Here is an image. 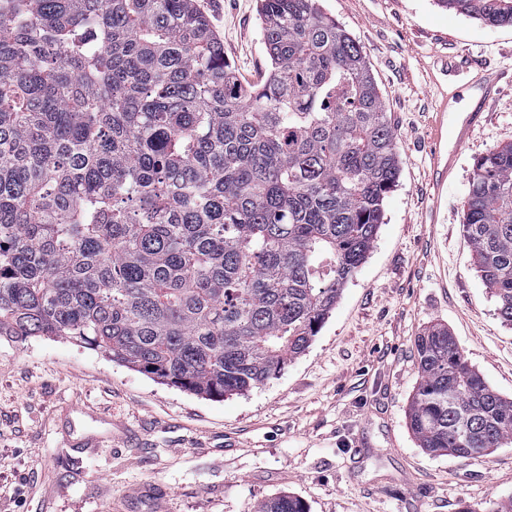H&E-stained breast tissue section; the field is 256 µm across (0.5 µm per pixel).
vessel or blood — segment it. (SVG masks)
<instances>
[{
	"label": "vessel or blood",
	"mask_w": 512,
	"mask_h": 512,
	"mask_svg": "<svg viewBox=\"0 0 512 512\" xmlns=\"http://www.w3.org/2000/svg\"><path fill=\"white\" fill-rule=\"evenodd\" d=\"M444 72L448 77L446 89L429 137L432 158L429 183L436 189L447 185L458 153L483 120L495 87L502 78L501 72L467 55L446 61ZM464 95L470 100L468 111L453 112V104Z\"/></svg>",
	"instance_id": "vessel-or-blood-1"
}]
</instances>
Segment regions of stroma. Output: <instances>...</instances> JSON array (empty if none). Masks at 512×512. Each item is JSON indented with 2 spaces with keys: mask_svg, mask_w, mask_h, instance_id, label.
Instances as JSON below:
<instances>
[{
  "mask_svg": "<svg viewBox=\"0 0 512 512\" xmlns=\"http://www.w3.org/2000/svg\"><path fill=\"white\" fill-rule=\"evenodd\" d=\"M242 83L267 75L257 0H197ZM359 44L398 137L400 177L374 246L309 348L243 394L201 397L45 336H0V512H253L286 492L309 512H490L512 497V446L420 448L407 420L415 340L448 328L468 365L512 398V324L463 231L475 161L512 142V26L438 0H319ZM504 78L429 205L427 138L441 56Z\"/></svg>",
  "mask_w": 512,
  "mask_h": 512,
  "instance_id": "1",
  "label": "stroma"
}]
</instances>
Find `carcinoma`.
<instances>
[{
  "label": "carcinoma",
  "instance_id": "cac0c4a2",
  "mask_svg": "<svg viewBox=\"0 0 512 512\" xmlns=\"http://www.w3.org/2000/svg\"><path fill=\"white\" fill-rule=\"evenodd\" d=\"M512 26V0H438ZM244 86L196 0H0V336L87 345L213 398L303 354L370 252L397 135L317 0H259ZM464 224L512 322V143L475 163ZM420 447L512 445V401L448 329L415 342ZM256 512H308L279 495Z\"/></svg>",
  "mask_w": 512,
  "mask_h": 512
}]
</instances>
